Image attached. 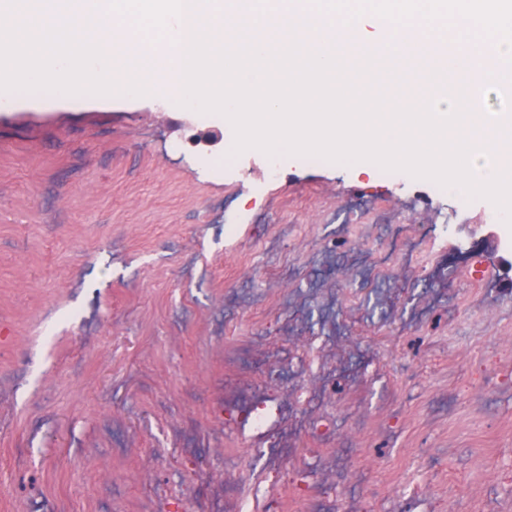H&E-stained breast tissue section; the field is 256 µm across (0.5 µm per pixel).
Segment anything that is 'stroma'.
<instances>
[{"label":"stroma","instance_id":"stroma-1","mask_svg":"<svg viewBox=\"0 0 512 512\" xmlns=\"http://www.w3.org/2000/svg\"><path fill=\"white\" fill-rule=\"evenodd\" d=\"M52 98L0 103V512H224L225 455L249 487L261 445L305 442L283 428L260 443L242 416L257 395L313 382L297 360L310 336L317 358L344 363L332 408H351L356 377L401 398L362 404L348 466L367 476L339 487L338 512H401L416 485L432 512H470L476 497L512 512V366L498 345L512 284L487 263L490 301L457 256L498 232L488 200L472 199L448 241L453 273L376 274L393 234L445 210L433 182L231 156L232 127L160 99ZM351 208L365 223H337ZM341 442L325 433L298 487L274 486L279 512H308Z\"/></svg>","mask_w":512,"mask_h":512}]
</instances>
